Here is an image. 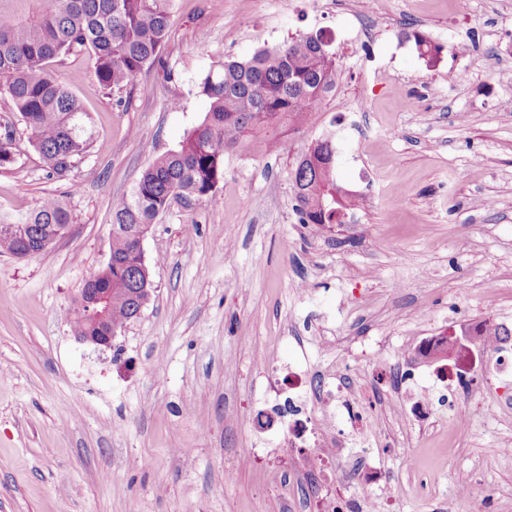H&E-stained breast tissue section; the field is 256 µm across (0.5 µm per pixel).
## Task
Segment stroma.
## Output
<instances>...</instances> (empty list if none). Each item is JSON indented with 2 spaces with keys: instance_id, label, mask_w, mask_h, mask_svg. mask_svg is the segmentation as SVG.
I'll use <instances>...</instances> for the list:
<instances>
[{
  "instance_id": "1",
  "label": "stroma",
  "mask_w": 512,
  "mask_h": 512,
  "mask_svg": "<svg viewBox=\"0 0 512 512\" xmlns=\"http://www.w3.org/2000/svg\"><path fill=\"white\" fill-rule=\"evenodd\" d=\"M411 30L443 53L421 57ZM316 31L336 52L335 97L290 153L231 154L213 200H172L143 240L140 316L111 347L79 342L68 312L108 260L112 200L201 122L208 71ZM165 60L113 92L88 56L55 65L87 114L86 156L59 182L22 139L20 165L0 169V211L57 194L71 215L46 251L0 255V512H326L341 494L382 512H512V372L475 377L456 429L441 373L406 361L465 323L512 330V0H175ZM323 138L357 205L304 225L289 170ZM295 366L331 385L370 387L377 366L403 378L381 382L368 443L337 449L350 425L336 417L293 448L271 407ZM313 443L362 462L360 482H314Z\"/></svg>"
}]
</instances>
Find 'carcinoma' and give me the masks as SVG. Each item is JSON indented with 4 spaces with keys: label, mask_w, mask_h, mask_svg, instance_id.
I'll return each mask as SVG.
<instances>
[{
    "label": "carcinoma",
    "mask_w": 512,
    "mask_h": 512,
    "mask_svg": "<svg viewBox=\"0 0 512 512\" xmlns=\"http://www.w3.org/2000/svg\"><path fill=\"white\" fill-rule=\"evenodd\" d=\"M174 0H0V96L17 112L47 175L65 180L84 157L88 138L78 98L53 76L52 66L87 54L97 82L121 90L154 68L165 67L164 50ZM338 63L321 32L298 35L245 61L230 60L209 72L199 93L209 110L178 148L157 158L131 193L112 201V262L87 288L112 289V324L130 321L152 287L141 241L176 197L211 199L224 181V157L251 146L284 152L336 93ZM16 131L0 134V169L18 164ZM331 140L309 145L289 177L300 224H334L355 206L336 183ZM71 223L56 196L36 208L0 213V254L21 256L23 242L6 230L35 224L50 232ZM488 348L499 349L512 334L488 319L478 322Z\"/></svg>",
    "instance_id": "obj_1"
}]
</instances>
